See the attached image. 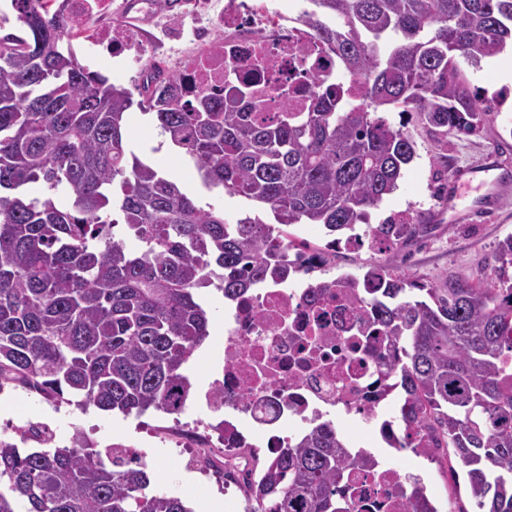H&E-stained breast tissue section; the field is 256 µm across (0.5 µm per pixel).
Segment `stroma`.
<instances>
[{
	"label": "stroma",
	"instance_id": "1",
	"mask_svg": "<svg viewBox=\"0 0 512 512\" xmlns=\"http://www.w3.org/2000/svg\"><path fill=\"white\" fill-rule=\"evenodd\" d=\"M129 0H113L114 13L128 17L138 30H144L145 41L166 49L186 47L187 41L180 29L175 12L159 8L147 14L130 9ZM461 69L470 89L485 99H492V109L486 113L479 130L473 134L442 136L431 127L422 125L415 115L390 111L392 123H404L416 143V155L405 166L399 187L385 197L380 206L370 210L373 224L388 222L390 217L403 213H421L424 223L430 224V233L417 241L397 243L387 247L338 249L330 257L329 274H351L357 277L373 265L385 264L394 273L403 274L418 282L439 286L448 276L477 277L494 264L497 244L512 235V187L508 188L497 208L482 213L468 223H451L446 219L448 209L443 195L437 189L444 169H458L487 161L512 173V58L501 74L486 71L484 66L462 64ZM127 140L136 154H143L163 172L171 175L200 205H214L224 210L228 222H236L245 214H256L266 224H273L272 212L253 205L242 197L207 191L199 181L188 157L172 147L161 136L154 115L144 113L142 107L132 106L127 126ZM19 408L16 412H1L0 422L33 417L49 423L57 432L58 442L65 443L73 434H82L98 450L117 441L126 443L141 440V451L151 473L150 489L179 497L191 512H236L237 492H224L214 480L194 471L190 462L191 449L166 448L151 437L158 426L171 424L169 415L148 411L143 415H124L104 412L96 408L81 409L63 405L60 413H53L41 396L18 390ZM395 463L408 470H420L425 476L428 492L433 499H454L460 505H469L465 473L451 475L447 466L402 452Z\"/></svg>",
	"mask_w": 512,
	"mask_h": 512
}]
</instances>
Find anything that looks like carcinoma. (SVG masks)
Listing matches in <instances>:
<instances>
[{
  "instance_id": "cac0c4a2",
  "label": "carcinoma",
  "mask_w": 512,
  "mask_h": 512,
  "mask_svg": "<svg viewBox=\"0 0 512 512\" xmlns=\"http://www.w3.org/2000/svg\"><path fill=\"white\" fill-rule=\"evenodd\" d=\"M11 6L21 34L0 36V378L62 403L174 414L209 336L199 291L237 300L296 269L268 249L271 226L228 223L129 149L131 93L79 62L46 0ZM297 21L355 80L312 75L301 112L285 102L263 118L252 88L189 97L164 68L139 90L206 189L269 207L284 238L295 224L343 235L398 188L416 152L382 113L414 112L443 136L478 128L485 108L458 59L478 64L512 43V0H308ZM114 212L141 252L126 251ZM367 230L407 241L428 225L412 215ZM495 262L490 277L440 287L385 265L308 284L313 299L364 289L360 324L402 344L399 361L382 358L403 391L400 425L443 449L451 473L465 469L474 510L456 512H512V235ZM374 465L318 425L247 485L249 512H351L349 474ZM149 484L146 464L122 453L108 466L78 437L29 453L0 444V512H191ZM408 498L413 512H436L425 486Z\"/></svg>"
}]
</instances>
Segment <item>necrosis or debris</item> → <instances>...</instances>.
<instances>
[{"instance_id":"obj_1","label":"necrosis or debris","mask_w":512,"mask_h":512,"mask_svg":"<svg viewBox=\"0 0 512 512\" xmlns=\"http://www.w3.org/2000/svg\"><path fill=\"white\" fill-rule=\"evenodd\" d=\"M69 32L103 55H136L143 71L167 64L166 57L140 48L128 23L98 20L112 11V0H47ZM225 15L205 25L208 42L188 55L181 72L189 88L242 85L253 61L264 67L260 82L263 111L280 109L288 94L300 110L311 85L310 76L327 68L321 44L305 28L261 4L235 8L227 0ZM307 70L298 72V57ZM304 271L292 281H269L253 288L224 315L221 344L213 356L214 378L203 396L212 422L196 419L163 429L178 446L200 450L196 468L225 485L245 489L257 474L258 449L275 455L304 428L343 417L360 427L377 425L376 442L385 453L423 448L424 438L402 435L389 421H377L393 391L372 354L383 347L380 337L358 333V304L327 292L309 300ZM223 450L219 468L205 451ZM405 472L385 461L374 471L352 476L353 512H412L400 491Z\"/></svg>"}]
</instances>
